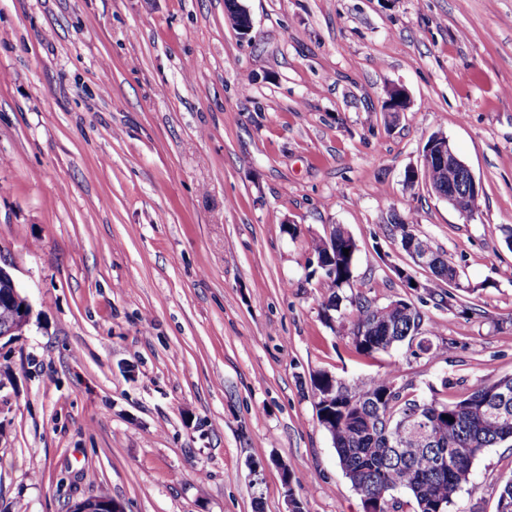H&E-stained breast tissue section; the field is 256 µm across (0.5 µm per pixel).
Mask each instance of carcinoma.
Here are the masks:
<instances>
[{"instance_id": "carcinoma-1", "label": "carcinoma", "mask_w": 512, "mask_h": 512, "mask_svg": "<svg viewBox=\"0 0 512 512\" xmlns=\"http://www.w3.org/2000/svg\"><path fill=\"white\" fill-rule=\"evenodd\" d=\"M415 245L440 261L430 268L435 284L449 283L456 268L426 241L404 232L401 246ZM349 250L344 255L343 250ZM356 244L342 227L315 242V255L330 267L326 284L330 294L325 311L341 312L338 290L350 285ZM350 333L356 350L387 352L406 342L419 351L431 346L418 339L423 315L411 308L401 317L390 305L376 306L367 299L349 301ZM393 374L364 379L353 388L319 372L312 378L317 413L327 422L339 463L353 487L367 491L368 512H391L393 492L405 490L414 512H450L454 498L470 483L472 466L487 449L512 443V377L485 379L454 402L433 397L419 401L395 387ZM448 458V467L432 461Z\"/></svg>"}]
</instances>
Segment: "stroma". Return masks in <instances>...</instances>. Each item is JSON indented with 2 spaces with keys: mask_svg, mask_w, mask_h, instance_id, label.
<instances>
[{
  "mask_svg": "<svg viewBox=\"0 0 512 512\" xmlns=\"http://www.w3.org/2000/svg\"><path fill=\"white\" fill-rule=\"evenodd\" d=\"M242 3L247 39L224 0H0V253L33 307L0 341V512H288L286 471L307 512H364L313 374L451 402L512 376V0ZM437 133L472 219L421 176ZM398 217L459 270L451 304ZM335 225L342 296L412 302L434 353L365 356L326 317ZM510 480L488 449L451 512ZM335 229L332 236L333 228L329 231L327 238H320L315 242L314 252L316 259L320 257L322 262L330 267V271L325 276L330 290L325 302V311H335L344 315L345 313L341 312L343 297L338 291L350 285L356 244L342 227L336 226ZM327 246L330 247V251ZM343 249H349V256L344 255Z\"/></svg>",
  "mask_w": 512,
  "mask_h": 512,
  "instance_id": "35a3bbf8",
  "label": "stroma"
}]
</instances>
